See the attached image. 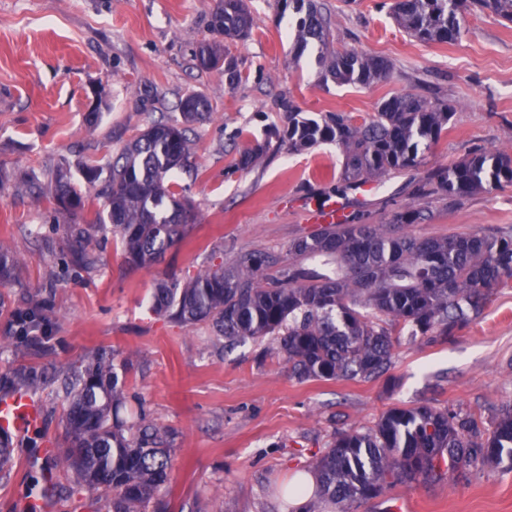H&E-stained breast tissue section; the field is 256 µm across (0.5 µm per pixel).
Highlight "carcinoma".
I'll return each mask as SVG.
<instances>
[{"instance_id":"carcinoma-1","label":"carcinoma","mask_w":512,"mask_h":512,"mask_svg":"<svg viewBox=\"0 0 512 512\" xmlns=\"http://www.w3.org/2000/svg\"><path fill=\"white\" fill-rule=\"evenodd\" d=\"M296 4V41L315 44L326 75L341 85L385 81L392 64L381 56L331 48L330 17L316 0ZM489 10L512 23V0H392L390 14L409 36L424 43H455L466 33V14ZM257 26L247 0H224L212 31L226 41H244ZM202 71L224 69L234 84L235 61L217 44L195 53ZM180 117L157 120L128 139L107 166L81 165L86 182L99 186L102 209L86 210L67 163L58 165L51 199L79 217L68 226L72 266L90 271L95 258L92 231L108 229L125 262L151 266L178 246L196 222L191 202L173 190L169 177L195 166L187 128L209 118L211 105L199 92L180 101ZM288 126L278 141L301 151L322 144L343 150L347 181L378 179L395 169L416 167L452 118L450 105L415 93L381 99L375 114L360 122L345 112L302 111L284 103ZM273 149L271 139L239 151L236 168L249 171ZM432 191L468 196L512 185V154L493 148L467 153L431 174ZM430 218L427 208L408 206L388 224H331L293 241L288 257L243 252L229 266L197 273L186 282L162 281L154 311L185 326L210 324L230 341L276 343L275 354L300 380L370 379L386 372L395 337L425 336L453 341L457 331L484 311L498 288L512 285V233L475 232L417 238L405 228ZM19 258L0 241V284L14 281ZM19 342L28 349L38 337L27 328L44 321L41 311L15 315ZM130 357L96 354L68 367L66 439L59 469L76 487L108 497V512H167L160 497L172 476L168 430L128 423L119 416L125 401ZM44 368L23 365L0 373V397L24 392L39 396ZM12 441L0 435V474L9 472ZM494 465L512 470V412L493 427L470 413L430 406L395 407L366 432H338L314 465L321 493L352 512L356 504L386 493L393 481L426 483L459 468Z\"/></svg>"}]
</instances>
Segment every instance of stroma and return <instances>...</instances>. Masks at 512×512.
Returning <instances> with one entry per match:
<instances>
[{
	"instance_id": "stroma-1",
	"label": "stroma",
	"mask_w": 512,
	"mask_h": 512,
	"mask_svg": "<svg viewBox=\"0 0 512 512\" xmlns=\"http://www.w3.org/2000/svg\"><path fill=\"white\" fill-rule=\"evenodd\" d=\"M220 0H0V240L17 253L16 279L0 286V367L50 363L65 371L102 349L131 358L129 411L173 435L168 512H293L283 494L309 473L335 433L365 431L393 407L459 409L492 424L512 408V288L495 291L482 315L447 344L402 337L389 371L378 378L300 381L263 343L226 347L205 324L183 326L151 308L157 282L181 279L246 251L287 254L314 231L308 201L342 202L353 224H386L398 208L421 204L430 221L409 226L419 238L512 230V186L470 197L421 198L428 172L479 147L512 153V23L488 13L467 18L453 44H425L390 17L384 0H322L338 45L390 60L388 80L367 87L323 80L317 48L297 51L283 0H248L258 19L243 42L210 29ZM220 42L242 79L229 84L200 71L194 50ZM203 93L209 120L192 126L197 176L172 178L197 205L186 240L148 268L129 267L113 237L95 233L92 272L66 263L69 214L35 197L50 191L60 162L112 159L152 121L177 117L181 99ZM403 93L445 100L455 111L447 130L416 167L392 172L372 196L341 187L343 153L333 144L281 149L250 171L235 168L238 149L285 130L282 99L306 112L374 114ZM100 109L97 124L86 121ZM42 308L43 354L13 353L16 312ZM15 459L0 479V512H28L30 435L13 440ZM512 512V471L463 468L429 483L394 484L355 512ZM42 512H107L105 498L61 479Z\"/></svg>"
}]
</instances>
